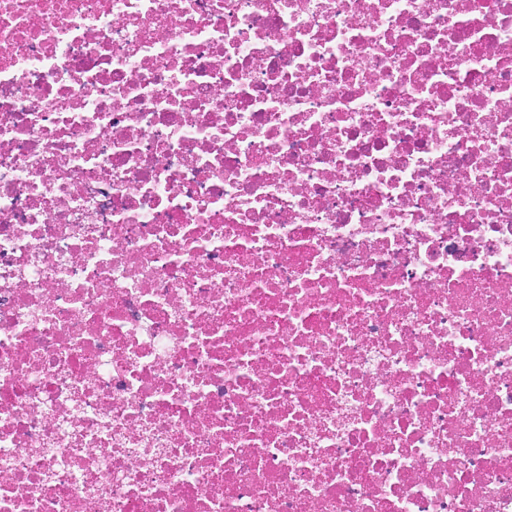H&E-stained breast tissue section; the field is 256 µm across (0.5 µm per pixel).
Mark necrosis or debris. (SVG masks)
Listing matches in <instances>:
<instances>
[{"mask_svg":"<svg viewBox=\"0 0 512 512\" xmlns=\"http://www.w3.org/2000/svg\"><path fill=\"white\" fill-rule=\"evenodd\" d=\"M0 512H512V0H0Z\"/></svg>","mask_w":512,"mask_h":512,"instance_id":"1","label":"necrosis or debris"}]
</instances>
